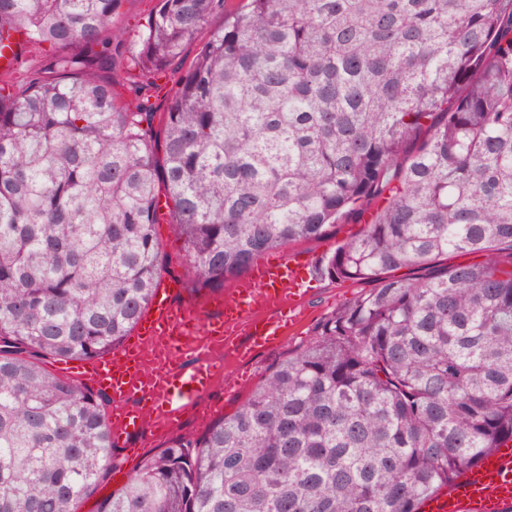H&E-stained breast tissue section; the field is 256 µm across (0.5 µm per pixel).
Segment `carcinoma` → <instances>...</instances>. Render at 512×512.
Returning <instances> with one entry per match:
<instances>
[{
	"label": "carcinoma",
	"instance_id": "cac0c4a2",
	"mask_svg": "<svg viewBox=\"0 0 512 512\" xmlns=\"http://www.w3.org/2000/svg\"><path fill=\"white\" fill-rule=\"evenodd\" d=\"M127 2L0 0L42 52L0 77V512L114 469L105 394L44 363L130 335L162 197L199 289L375 203L319 265L371 288L96 512H421L512 440V0H243L205 37L227 0H157L134 41Z\"/></svg>",
	"mask_w": 512,
	"mask_h": 512
}]
</instances>
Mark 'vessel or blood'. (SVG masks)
I'll list each match as a JSON object with an SVG mask.
<instances>
[{"mask_svg": "<svg viewBox=\"0 0 512 512\" xmlns=\"http://www.w3.org/2000/svg\"><path fill=\"white\" fill-rule=\"evenodd\" d=\"M312 275L311 262L294 254L259 264L237 281L220 313L206 319L176 306L172 296L180 283L167 281L156 290L132 340L101 356L60 362L58 370L109 397L115 445L128 447L146 428L153 437H164L188 410L201 408L223 375L215 349L245 362L257 350L285 342L284 308L298 303ZM426 507L428 512H512V447L496 449L465 469Z\"/></svg>", "mask_w": 512, "mask_h": 512, "instance_id": "vessel-or-blood-1", "label": "vessel or blood"}]
</instances>
